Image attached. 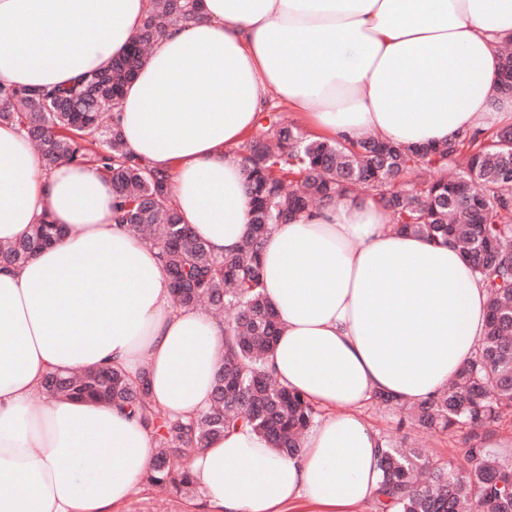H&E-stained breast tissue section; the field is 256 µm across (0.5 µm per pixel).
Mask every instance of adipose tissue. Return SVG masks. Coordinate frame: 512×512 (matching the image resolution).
<instances>
[{
    "label": "adipose tissue",
    "instance_id": "adipose-tissue-1",
    "mask_svg": "<svg viewBox=\"0 0 512 512\" xmlns=\"http://www.w3.org/2000/svg\"><path fill=\"white\" fill-rule=\"evenodd\" d=\"M149 0H0V85L43 88L108 69ZM512 0H200L124 93L127 150L167 175L185 223L216 255L242 243L250 198L237 152L277 99L318 133L402 145L512 123L498 95ZM91 164L45 168L0 125V242L33 224L67 234L0 266V512L121 508L155 440L126 409L44 395L52 372L119 366L185 416L210 406L224 330L177 306L157 249L113 216ZM263 292L284 322L273 377L320 415L294 458L249 428L189 463L213 512H366L385 443L361 413L377 393L414 403L447 388L485 329L487 295L451 245L398 232L372 198L276 225Z\"/></svg>",
    "mask_w": 512,
    "mask_h": 512
}]
</instances>
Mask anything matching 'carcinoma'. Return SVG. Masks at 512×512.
Here are the masks:
<instances>
[{"mask_svg":"<svg viewBox=\"0 0 512 512\" xmlns=\"http://www.w3.org/2000/svg\"><path fill=\"white\" fill-rule=\"evenodd\" d=\"M198 0H152L131 47L101 72L74 84L29 90L0 86V125L19 126L39 148L45 168L92 163L107 173L115 220L149 240L165 263L174 301L206 302L226 312L224 352L209 408L173 416L148 388L117 367L80 374H48L44 393L87 398L129 410L151 431L156 447L145 480L177 495L196 491L188 462L205 444L247 426L280 456L300 455L302 435L318 411L279 385L266 369L282 331L262 288L261 257L273 225L304 218L350 194L379 196L400 232L452 244L472 265L487 291V320L478 347L440 394L406 404L383 394L377 403L408 411L424 431L453 433L493 427L512 413V125L484 137L403 146L372 136L359 141L309 138L271 112L244 144L240 161L250 196V221L239 248L212 253L173 207L166 176L128 152L114 116L125 86L167 27L193 19ZM498 92L512 96V53L501 55ZM65 235L44 221L18 241L0 243V265L20 266ZM463 467L433 464L416 448L392 443L380 461V505L395 512H512V454L484 445L464 451Z\"/></svg>","mask_w":512,"mask_h":512,"instance_id":"cac0c4a2","label":"carcinoma"}]
</instances>
